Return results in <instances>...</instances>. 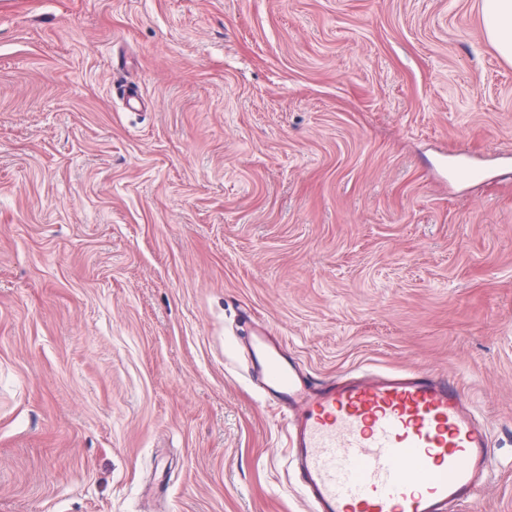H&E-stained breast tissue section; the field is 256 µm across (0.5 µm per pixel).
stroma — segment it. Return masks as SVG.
Masks as SVG:
<instances>
[{"label": "stroma", "mask_w": 512, "mask_h": 512, "mask_svg": "<svg viewBox=\"0 0 512 512\" xmlns=\"http://www.w3.org/2000/svg\"><path fill=\"white\" fill-rule=\"evenodd\" d=\"M247 312L316 377L459 381L499 463L461 512H512L481 0H0V512H305Z\"/></svg>", "instance_id": "35a3bbf8"}]
</instances>
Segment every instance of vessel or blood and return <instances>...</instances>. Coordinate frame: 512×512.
<instances>
[{
    "label": "vessel or blood",
    "instance_id": "vessel-or-blood-1",
    "mask_svg": "<svg viewBox=\"0 0 512 512\" xmlns=\"http://www.w3.org/2000/svg\"><path fill=\"white\" fill-rule=\"evenodd\" d=\"M254 379L287 413L309 512H456L496 470L490 434L458 382L429 369L318 379L256 332Z\"/></svg>",
    "mask_w": 512,
    "mask_h": 512
}]
</instances>
